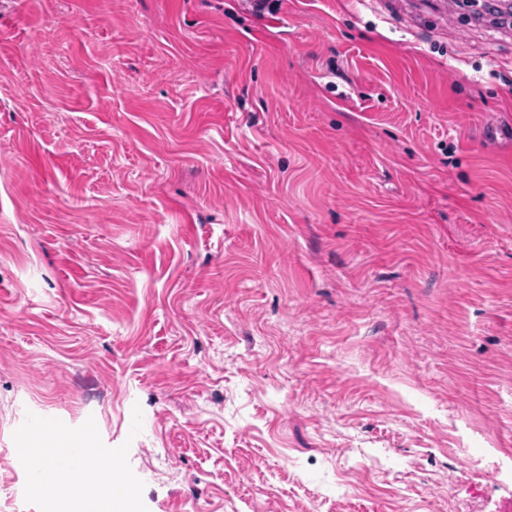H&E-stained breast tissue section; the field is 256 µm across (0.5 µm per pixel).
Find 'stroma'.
<instances>
[{
  "label": "stroma",
  "instance_id": "1",
  "mask_svg": "<svg viewBox=\"0 0 512 512\" xmlns=\"http://www.w3.org/2000/svg\"><path fill=\"white\" fill-rule=\"evenodd\" d=\"M511 81L453 0H0V512L30 412L148 512H512Z\"/></svg>",
  "mask_w": 512,
  "mask_h": 512
}]
</instances>
